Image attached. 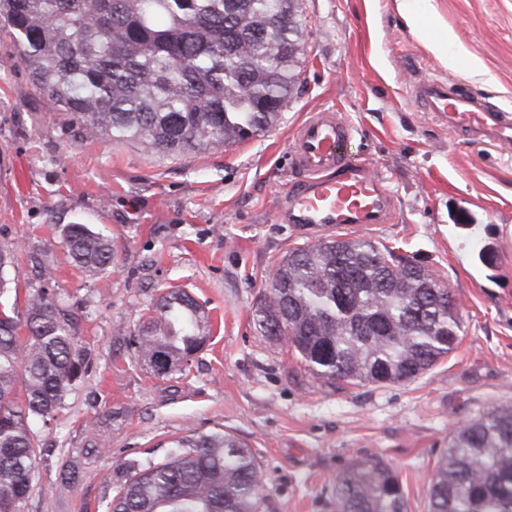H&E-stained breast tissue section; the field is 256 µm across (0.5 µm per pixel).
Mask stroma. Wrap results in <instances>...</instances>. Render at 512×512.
<instances>
[{"instance_id":"obj_1","label":"stroma","mask_w":512,"mask_h":512,"mask_svg":"<svg viewBox=\"0 0 512 512\" xmlns=\"http://www.w3.org/2000/svg\"><path fill=\"white\" fill-rule=\"evenodd\" d=\"M297 20L300 82L278 121L181 156L80 137L0 30V245L13 247L18 310L34 289L55 293L86 363L56 417L36 429L24 512H109L108 478L121 461L159 460L173 440L214 430L252 449L260 512H334L337 476L367 457L396 470L408 512H428L450 431L512 405V150L449 126L414 96L415 81L455 82L512 110V0H299ZM447 33L460 51L453 68L433 51ZM324 107L354 125L350 153L395 194V223L364 238L425 264L461 319L456 349L405 384L324 381L254 326L259 292L304 241L275 221L296 177L289 140ZM77 222L115 253L92 276L63 241ZM485 249L493 265L479 260ZM169 288L204 307L209 338L162 379L130 340Z\"/></svg>"}]
</instances>
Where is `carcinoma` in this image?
<instances>
[{
    "label": "carcinoma",
    "mask_w": 512,
    "mask_h": 512,
    "mask_svg": "<svg viewBox=\"0 0 512 512\" xmlns=\"http://www.w3.org/2000/svg\"><path fill=\"white\" fill-rule=\"evenodd\" d=\"M298 0H0V21L34 86L84 137L134 140L174 155L243 142L270 128L299 81ZM276 26L272 37L263 33ZM74 266L112 263L108 239L68 224ZM13 249L0 248V512H23L37 467L34 427L85 373L54 294L36 289L25 316L9 306ZM434 273L365 238L305 242L256 302L254 324L327 381L409 382L453 352L461 325ZM208 315L185 290L160 296L132 336L153 375L181 371L208 339ZM110 512H260V476L245 443L224 432L172 441L161 460L116 467ZM428 512H512V406L452 431L428 490ZM336 512H407L395 470L379 458L336 480Z\"/></svg>",
    "instance_id": "obj_1"
}]
</instances>
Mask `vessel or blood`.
<instances>
[{
    "label": "vessel or blood",
    "mask_w": 512,
    "mask_h": 512,
    "mask_svg": "<svg viewBox=\"0 0 512 512\" xmlns=\"http://www.w3.org/2000/svg\"><path fill=\"white\" fill-rule=\"evenodd\" d=\"M415 96L425 111L452 125L488 131L498 143L512 144V112L488 106L461 86L421 81ZM354 135L332 107L311 113L294 130L289 152L298 178L278 204L279 223L309 236L394 223V192L370 163L349 154Z\"/></svg>",
    "instance_id": "vessel-or-blood-1"
}]
</instances>
